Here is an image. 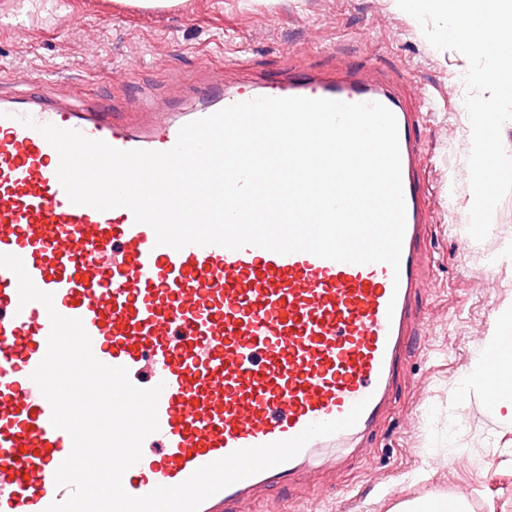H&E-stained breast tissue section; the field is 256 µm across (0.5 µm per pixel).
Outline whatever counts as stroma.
<instances>
[{
	"label": "stroma",
	"instance_id": "obj_1",
	"mask_svg": "<svg viewBox=\"0 0 512 512\" xmlns=\"http://www.w3.org/2000/svg\"><path fill=\"white\" fill-rule=\"evenodd\" d=\"M224 69V88L300 72H387L406 104L428 110L423 176L433 222L423 241L436 282L416 301L424 325L397 372L389 411L369 455L315 469L257 494L248 512H418L428 500L460 499L463 512H512V420L465 379L492 327L508 329L512 193L484 241L468 233L470 120L467 59L438 50L397 0H184L169 10L117 0H78L68 15L33 6L28 37L0 40V75L44 94L65 90L130 112L148 92L171 109L192 94L200 67Z\"/></svg>",
	"mask_w": 512,
	"mask_h": 512
}]
</instances>
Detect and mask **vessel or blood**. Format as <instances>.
Masks as SVG:
<instances>
[{
    "instance_id": "vessel-or-blood-1",
    "label": "vessel or blood",
    "mask_w": 512,
    "mask_h": 512,
    "mask_svg": "<svg viewBox=\"0 0 512 512\" xmlns=\"http://www.w3.org/2000/svg\"><path fill=\"white\" fill-rule=\"evenodd\" d=\"M27 0L0 13V32L29 29ZM198 75L204 101L165 112L146 96L118 117L111 104L67 92L48 96L0 81V254L21 258L56 311L81 319L95 358L123 366L131 382L162 385L158 431L123 476L134 496L185 481L230 453L287 440L309 424L346 416L350 429L309 441L292 459L205 500L199 512H233L261 488L361 454L390 404L397 368L420 321L419 295L435 283L421 242L433 221L421 169L422 112L410 111L385 74L368 79L289 71L263 88L268 98L378 102L398 126L406 228L400 267L353 264L308 252L278 254L248 245H156L131 210L70 202L57 177L59 155L39 133L51 124L121 150L167 151L182 126L242 102ZM30 117L32 126L22 124ZM51 323L37 301L20 304L13 272L0 268V512H45L70 487L55 473L72 438L51 423L52 408L31 375L47 352Z\"/></svg>"
}]
</instances>
